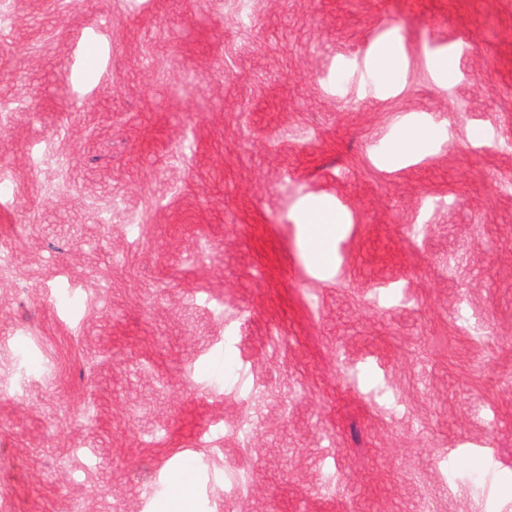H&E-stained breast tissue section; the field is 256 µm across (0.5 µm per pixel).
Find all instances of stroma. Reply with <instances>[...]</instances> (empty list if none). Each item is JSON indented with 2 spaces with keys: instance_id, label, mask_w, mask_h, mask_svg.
I'll list each match as a JSON object with an SVG mask.
<instances>
[{
  "instance_id": "obj_1",
  "label": "stroma",
  "mask_w": 512,
  "mask_h": 512,
  "mask_svg": "<svg viewBox=\"0 0 512 512\" xmlns=\"http://www.w3.org/2000/svg\"><path fill=\"white\" fill-rule=\"evenodd\" d=\"M187 463L192 512H512V0H0V512ZM301 226L311 261L320 268L335 264L336 237L342 226L339 214L328 205L311 204L303 211Z\"/></svg>"
}]
</instances>
